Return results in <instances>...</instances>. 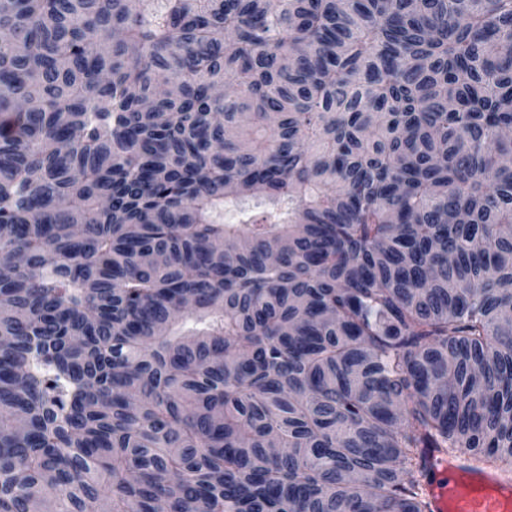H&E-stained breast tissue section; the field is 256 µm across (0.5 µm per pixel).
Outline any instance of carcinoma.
<instances>
[{"instance_id": "carcinoma-1", "label": "carcinoma", "mask_w": 512, "mask_h": 512, "mask_svg": "<svg viewBox=\"0 0 512 512\" xmlns=\"http://www.w3.org/2000/svg\"><path fill=\"white\" fill-rule=\"evenodd\" d=\"M507 130L512 0H0V512L512 474Z\"/></svg>"}]
</instances>
